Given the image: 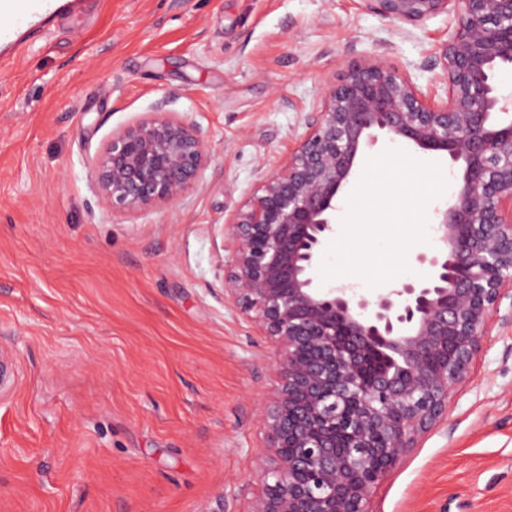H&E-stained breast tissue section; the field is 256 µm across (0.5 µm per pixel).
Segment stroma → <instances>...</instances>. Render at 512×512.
Segmentation results:
<instances>
[{
  "label": "stroma",
  "mask_w": 512,
  "mask_h": 512,
  "mask_svg": "<svg viewBox=\"0 0 512 512\" xmlns=\"http://www.w3.org/2000/svg\"><path fill=\"white\" fill-rule=\"evenodd\" d=\"M456 26L359 0H67L0 64V512H248L278 373L224 300L223 227L349 62L444 91ZM160 104L207 161L179 201L112 211L99 155ZM369 509L512 512V299Z\"/></svg>",
  "instance_id": "stroma-1"
}]
</instances>
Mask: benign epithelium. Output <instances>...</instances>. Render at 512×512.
Returning a JSON list of instances; mask_svg holds the SVG:
<instances>
[{"mask_svg": "<svg viewBox=\"0 0 512 512\" xmlns=\"http://www.w3.org/2000/svg\"><path fill=\"white\" fill-rule=\"evenodd\" d=\"M360 2L402 22L456 15L440 55L445 96L378 59L349 63L301 143L225 224L224 299L268 337L280 375L249 512H368L379 481L447 414L512 294V96L495 81L512 64V0ZM380 132L460 175L419 277L367 298L323 288L313 271ZM206 157L194 126L155 112L112 133L94 171L100 201L116 212L175 202ZM376 352L385 364L371 371Z\"/></svg>", "mask_w": 512, "mask_h": 512, "instance_id": "1", "label": "benign epithelium"}]
</instances>
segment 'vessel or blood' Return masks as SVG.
<instances>
[{"label": "vessel or blood", "instance_id": "b4317fda", "mask_svg": "<svg viewBox=\"0 0 512 512\" xmlns=\"http://www.w3.org/2000/svg\"><path fill=\"white\" fill-rule=\"evenodd\" d=\"M57 0H0V45L21 52L27 38L61 18Z\"/></svg>", "mask_w": 512, "mask_h": 512}]
</instances>
